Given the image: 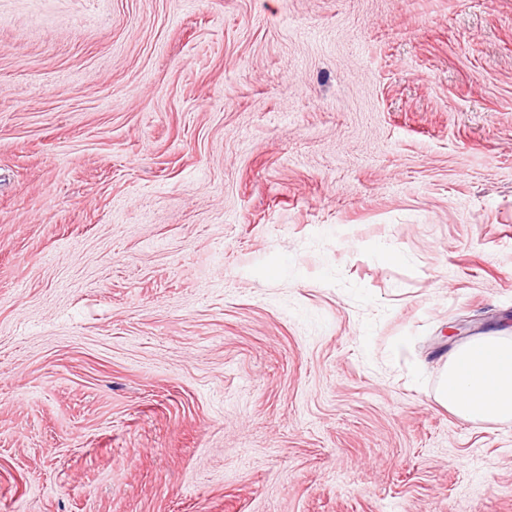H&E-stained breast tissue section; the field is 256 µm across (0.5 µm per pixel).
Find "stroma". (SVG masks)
Returning a JSON list of instances; mask_svg holds the SVG:
<instances>
[{
	"instance_id": "1",
	"label": "stroma",
	"mask_w": 512,
	"mask_h": 512,
	"mask_svg": "<svg viewBox=\"0 0 512 512\" xmlns=\"http://www.w3.org/2000/svg\"><path fill=\"white\" fill-rule=\"evenodd\" d=\"M487 334L512 0H0V512H512ZM439 400L465 420L512 421V340L486 335L461 344L445 367Z\"/></svg>"
}]
</instances>
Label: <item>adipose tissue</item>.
I'll list each match as a JSON object with an SVG mask.
<instances>
[{
  "instance_id": "ef3b65f1",
  "label": "adipose tissue",
  "mask_w": 512,
  "mask_h": 512,
  "mask_svg": "<svg viewBox=\"0 0 512 512\" xmlns=\"http://www.w3.org/2000/svg\"><path fill=\"white\" fill-rule=\"evenodd\" d=\"M439 400L465 420L512 421V340L486 335L461 344L445 367Z\"/></svg>"
}]
</instances>
